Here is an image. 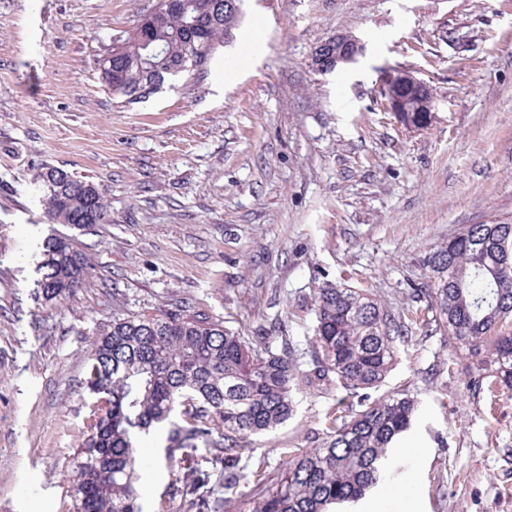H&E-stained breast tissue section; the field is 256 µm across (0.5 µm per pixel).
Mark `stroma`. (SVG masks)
Instances as JSON below:
<instances>
[{
  "label": "stroma",
  "instance_id": "obj_1",
  "mask_svg": "<svg viewBox=\"0 0 512 512\" xmlns=\"http://www.w3.org/2000/svg\"><path fill=\"white\" fill-rule=\"evenodd\" d=\"M155 0H0V512H72L64 475L88 416L92 337L113 317L183 304L247 336L280 323L309 365L316 291L415 309L423 258L466 224L512 223V0H244L233 40L198 76L146 100L98 65ZM340 33L363 51L317 71ZM409 69L435 95L410 129L379 75ZM93 182L112 220L50 223L43 167ZM90 262L70 296L37 290L39 244ZM473 359L414 337L367 397L298 384L294 415L242 435V512L255 472L322 447L334 414L405 392L419 410L392 484L339 512H512V395L475 393ZM167 430L146 436L144 512H167Z\"/></svg>",
  "mask_w": 512,
  "mask_h": 512
}]
</instances>
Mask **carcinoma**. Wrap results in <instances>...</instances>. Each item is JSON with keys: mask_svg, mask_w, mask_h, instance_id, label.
<instances>
[{"mask_svg": "<svg viewBox=\"0 0 512 512\" xmlns=\"http://www.w3.org/2000/svg\"><path fill=\"white\" fill-rule=\"evenodd\" d=\"M226 0H187L174 11L165 0L143 15L133 36L112 49L103 71L115 95L148 98L142 90L166 78L205 69L241 13ZM52 224L90 227L111 222L94 183L55 167L37 176ZM38 287L47 302L80 287L89 260L70 240L48 235ZM428 282L410 315L395 319L373 295L327 284L315 296L313 368L301 370L293 340L272 325L258 343L187 306L112 319L90 344L85 389L92 395L86 434L68 473L73 512H143L140 434L168 425L167 465L195 473L173 483L175 512H222L226 500L211 482L226 472L225 488L240 481L237 439L286 422L300 379L351 394L378 387L398 358L397 343L419 331L448 337V345L482 354L470 378L475 392H512V224H468L424 258ZM414 397L397 393L331 419L320 448L296 454L274 479L254 474L249 512H330L357 501L402 466L388 453L410 426ZM181 420H174L175 414ZM209 455L198 457L199 446Z\"/></svg>", "mask_w": 512, "mask_h": 512, "instance_id": "1", "label": "carcinoma"}]
</instances>
